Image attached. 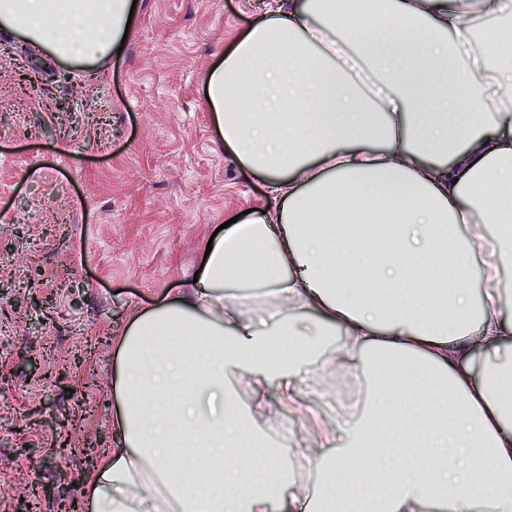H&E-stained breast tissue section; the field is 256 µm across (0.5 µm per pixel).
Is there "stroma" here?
<instances>
[{
  "mask_svg": "<svg viewBox=\"0 0 512 512\" xmlns=\"http://www.w3.org/2000/svg\"><path fill=\"white\" fill-rule=\"evenodd\" d=\"M246 0H141L97 78L0 36V512H59L31 482L75 486L115 445L112 335L129 306L177 291L265 181L218 141L203 79ZM353 407L360 381L301 376Z\"/></svg>",
  "mask_w": 512,
  "mask_h": 512,
  "instance_id": "stroma-1",
  "label": "stroma"
}]
</instances>
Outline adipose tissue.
Returning a JSON list of instances; mask_svg holds the SVG:
<instances>
[{"label":"adipose tissue","instance_id":"adipose-tissue-1","mask_svg":"<svg viewBox=\"0 0 512 512\" xmlns=\"http://www.w3.org/2000/svg\"><path fill=\"white\" fill-rule=\"evenodd\" d=\"M132 3L0 0V32L92 70ZM477 16L495 37L473 36ZM204 90L271 201L215 236L197 282L132 307L114 343L120 444L83 512H512V0H266ZM323 363L364 381L355 413L312 418L299 378ZM286 412L310 419L289 456L270 431Z\"/></svg>","mask_w":512,"mask_h":512}]
</instances>
